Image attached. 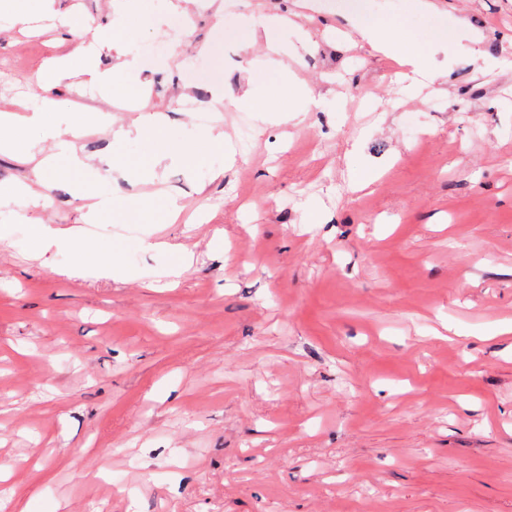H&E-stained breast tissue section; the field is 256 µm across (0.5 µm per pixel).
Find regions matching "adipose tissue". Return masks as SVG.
Masks as SVG:
<instances>
[{
	"mask_svg": "<svg viewBox=\"0 0 512 512\" xmlns=\"http://www.w3.org/2000/svg\"><path fill=\"white\" fill-rule=\"evenodd\" d=\"M287 23L285 17L257 12L243 16L237 24L238 30L248 41L264 38L267 52L250 60V68L282 67L284 45L277 40L276 33ZM352 34L367 39L373 49L380 54L394 58L401 65L399 74L409 95H418L441 77L431 57L422 54L411 38L401 32L380 31L378 25L366 18L353 15L348 19ZM85 29L91 32L89 41L76 46L72 51L51 60L48 67L47 85L54 86L66 80L83 78L84 82L98 85L105 90L121 88L128 92L136 91L139 77L146 66L135 44L113 43L112 36L95 26L86 23ZM114 52L115 62L111 69L99 70L95 64L97 56L103 52ZM238 106L251 112H274L280 121L286 122L292 112L309 109L334 110L336 99L315 92L295 75H286L283 82L274 88H265L247 83L235 99ZM42 142L51 146V152L38 156L34 144L23 138H15L11 143L0 141V153L7 152L32 162L29 182L20 184L17 190L0 193V222L13 224L21 221L19 208L25 198L36 197L39 187L45 186L56 158L65 157L75 169L92 167L91 157L77 154L72 143L65 139L59 126L48 125L42 130Z\"/></svg>",
	"mask_w": 512,
	"mask_h": 512,
	"instance_id": "obj_1",
	"label": "adipose tissue"
}]
</instances>
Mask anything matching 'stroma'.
Wrapping results in <instances>:
<instances>
[{"label": "stroma", "mask_w": 512, "mask_h": 512, "mask_svg": "<svg viewBox=\"0 0 512 512\" xmlns=\"http://www.w3.org/2000/svg\"><path fill=\"white\" fill-rule=\"evenodd\" d=\"M12 3L0 113L38 104L30 87L84 40L83 19L150 62L171 30L166 0H141L118 30L110 0H54L72 26L33 31L11 25ZM435 3L480 42L435 50L447 76L427 99L402 97L397 65L345 20L363 11L426 48L435 19L413 0H195L187 39L140 75L147 107L55 88L72 116L165 123L118 153L110 131L74 137L93 169L58 159L26 212L79 228L76 250L33 258L27 224L0 226V480L18 512H512V334L496 332L512 323V0ZM250 11L309 15L282 33L284 62L338 110L278 123L233 104L247 81L280 80L248 66L265 51L234 25ZM475 46L498 66L478 70ZM217 82L212 122L237 155L215 177L182 103L210 106ZM173 144L196 166L154 167ZM80 182L111 202L100 223L83 221ZM79 259L126 279L55 275ZM116 480L130 495H112Z\"/></svg>", "instance_id": "stroma-1"}]
</instances>
